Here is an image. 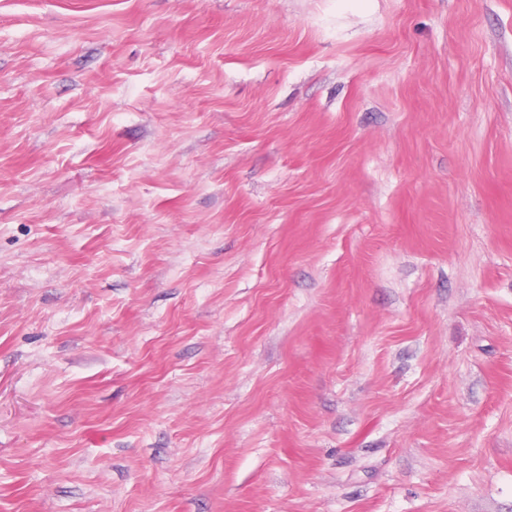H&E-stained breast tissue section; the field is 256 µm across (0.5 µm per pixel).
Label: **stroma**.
Segmentation results:
<instances>
[{
  "mask_svg": "<svg viewBox=\"0 0 512 512\" xmlns=\"http://www.w3.org/2000/svg\"><path fill=\"white\" fill-rule=\"evenodd\" d=\"M0 512H512V0H0Z\"/></svg>",
  "mask_w": 512,
  "mask_h": 512,
  "instance_id": "stroma-1",
  "label": "stroma"
}]
</instances>
